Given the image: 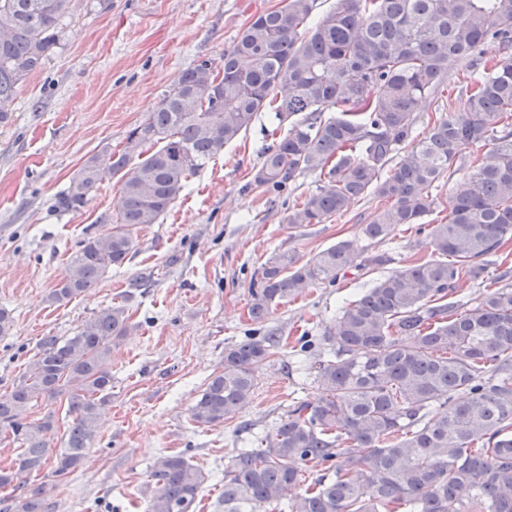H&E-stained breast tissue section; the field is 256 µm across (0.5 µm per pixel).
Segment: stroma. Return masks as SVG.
<instances>
[{"mask_svg":"<svg viewBox=\"0 0 512 512\" xmlns=\"http://www.w3.org/2000/svg\"><path fill=\"white\" fill-rule=\"evenodd\" d=\"M58 43L20 86L0 122V307L14 317L0 338V395L11 391L37 341L69 336L99 309L125 307L128 332L112 347V402L102 413L83 465L56 482L50 512H145L154 491L149 469L182 452L204 476L197 512H215L224 467L243 442L270 434L293 399L317 401L312 366L340 308L400 267L429 259L415 230L398 225L382 243L362 234L378 206L374 195L322 224L288 225V208L320 178L300 176L274 194L253 176L276 121L258 113L252 126L191 177L158 223L133 230L135 249L93 290L58 304L48 295L81 240L108 234L119 182L108 178L76 211L55 210L56 196L94 154L120 150L181 72L220 59L254 15L286 0H75ZM341 240L384 254L385 264L350 270L336 285L306 288L250 320L249 288L272 253L307 261ZM285 344L260 370L248 405L212 426L190 408L226 346L267 330Z\"/></svg>","mask_w":512,"mask_h":512,"instance_id":"1","label":"stroma"}]
</instances>
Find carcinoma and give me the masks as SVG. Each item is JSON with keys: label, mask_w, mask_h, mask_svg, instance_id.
<instances>
[{"label": "carcinoma", "mask_w": 512, "mask_h": 512, "mask_svg": "<svg viewBox=\"0 0 512 512\" xmlns=\"http://www.w3.org/2000/svg\"><path fill=\"white\" fill-rule=\"evenodd\" d=\"M74 0H0V121L24 80L58 41ZM317 0H287L255 15L217 62L188 67L123 149L90 157L56 200L81 208L107 174L120 182L112 231L79 243L49 298L68 302L125 263L132 229L156 224L188 179L272 112L286 132L263 151L254 182L280 193L315 173L324 184L293 206L288 223L323 224L372 192L385 205L363 226L373 244L392 227L419 224L464 151L491 150L448 196V218L417 246L431 258L375 282L340 309L327 354L313 365L317 403L293 402L265 436L224 467L222 512H512V284L502 272L474 304L455 299L482 281L488 257L512 238V0H339L311 22ZM475 58L464 101L443 104L457 63ZM439 113L414 136L421 104ZM386 262L340 241L301 263L271 256L250 288L249 316L349 269ZM128 311L109 306L71 336H44L11 393L0 397V435L20 448L0 469L11 512H49L51 484L20 475L55 460L64 477L84 458L101 409L112 402V343ZM282 336L270 331L224 348L191 406L205 426L234 418ZM66 397L72 417L51 455L55 415L34 423L39 400ZM319 475L288 496L306 471ZM146 512H194L205 476L183 454L159 456Z\"/></svg>", "instance_id": "1"}]
</instances>
